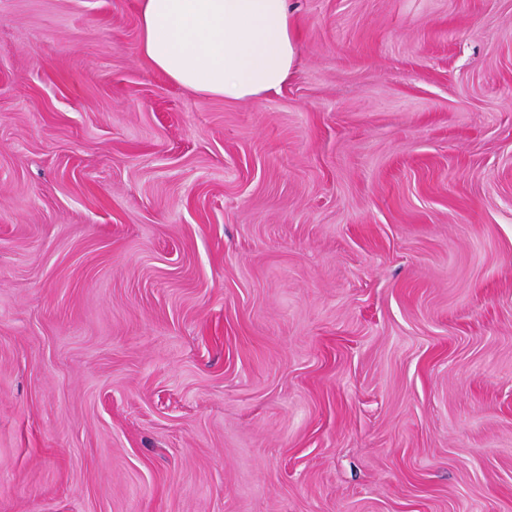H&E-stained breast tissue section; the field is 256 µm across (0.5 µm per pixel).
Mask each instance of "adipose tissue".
<instances>
[{
	"label": "adipose tissue",
	"instance_id": "adipose-tissue-1",
	"mask_svg": "<svg viewBox=\"0 0 512 512\" xmlns=\"http://www.w3.org/2000/svg\"><path fill=\"white\" fill-rule=\"evenodd\" d=\"M139 26L153 68L227 101L280 91L299 56L288 0H142Z\"/></svg>",
	"mask_w": 512,
	"mask_h": 512
}]
</instances>
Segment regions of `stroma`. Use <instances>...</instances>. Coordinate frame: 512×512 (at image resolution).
I'll use <instances>...</instances> for the list:
<instances>
[{"label":"stroma","mask_w":512,"mask_h":512,"mask_svg":"<svg viewBox=\"0 0 512 512\" xmlns=\"http://www.w3.org/2000/svg\"><path fill=\"white\" fill-rule=\"evenodd\" d=\"M280 92L0 0V512H512V0H289Z\"/></svg>","instance_id":"35a3bbf8"}]
</instances>
